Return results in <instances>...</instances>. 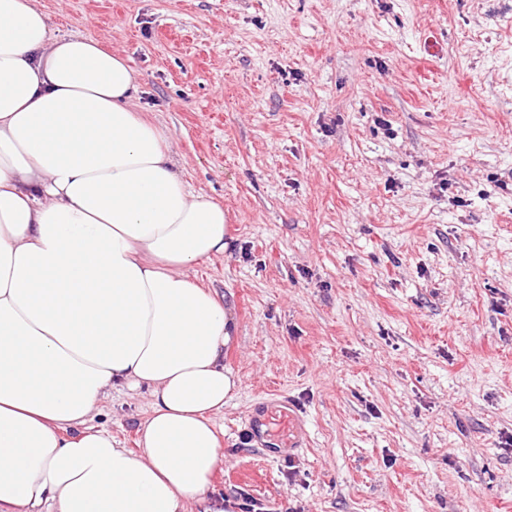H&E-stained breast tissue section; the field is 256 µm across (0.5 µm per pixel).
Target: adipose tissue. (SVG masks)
<instances>
[{"mask_svg": "<svg viewBox=\"0 0 512 512\" xmlns=\"http://www.w3.org/2000/svg\"><path fill=\"white\" fill-rule=\"evenodd\" d=\"M121 54L0 0V512H224L233 319L190 279L230 246ZM146 387L137 450L92 426Z\"/></svg>", "mask_w": 512, "mask_h": 512, "instance_id": "1", "label": "adipose tissue"}]
</instances>
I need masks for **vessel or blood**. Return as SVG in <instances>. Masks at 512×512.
<instances>
[{
  "instance_id": "b4317fda",
  "label": "vessel or blood",
  "mask_w": 512,
  "mask_h": 512,
  "mask_svg": "<svg viewBox=\"0 0 512 512\" xmlns=\"http://www.w3.org/2000/svg\"><path fill=\"white\" fill-rule=\"evenodd\" d=\"M247 419L250 436L259 451L271 453V445L276 441L292 448L300 447V420L287 398L261 401L249 412Z\"/></svg>"
}]
</instances>
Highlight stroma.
<instances>
[{
    "label": "stroma",
    "mask_w": 512,
    "mask_h": 512,
    "mask_svg": "<svg viewBox=\"0 0 512 512\" xmlns=\"http://www.w3.org/2000/svg\"><path fill=\"white\" fill-rule=\"evenodd\" d=\"M121 53L231 248L224 512H512V0H39ZM288 398L306 446L249 444ZM146 389L92 419L123 447Z\"/></svg>",
    "instance_id": "1"
}]
</instances>
